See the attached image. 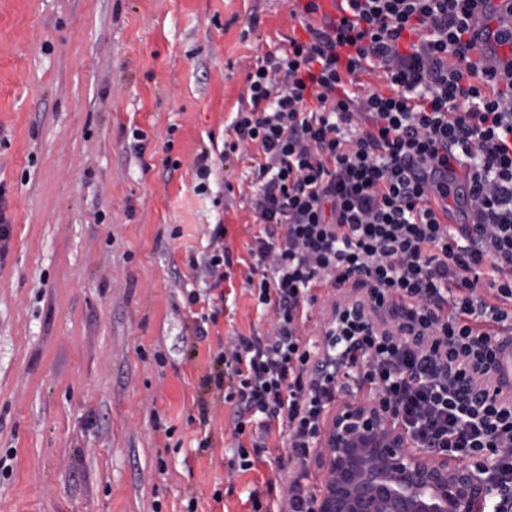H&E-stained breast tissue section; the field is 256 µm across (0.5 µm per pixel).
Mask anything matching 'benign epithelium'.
<instances>
[{
	"instance_id": "benign-epithelium-1",
	"label": "benign epithelium",
	"mask_w": 512,
	"mask_h": 512,
	"mask_svg": "<svg viewBox=\"0 0 512 512\" xmlns=\"http://www.w3.org/2000/svg\"><path fill=\"white\" fill-rule=\"evenodd\" d=\"M312 512H482V467L420 447L381 395L331 410Z\"/></svg>"
}]
</instances>
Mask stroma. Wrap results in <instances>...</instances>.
Wrapping results in <instances>:
<instances>
[{
    "mask_svg": "<svg viewBox=\"0 0 512 512\" xmlns=\"http://www.w3.org/2000/svg\"><path fill=\"white\" fill-rule=\"evenodd\" d=\"M292 7L0 0V512H251L278 479L228 477L232 407L205 377L219 342L268 327L242 263L249 163L222 151L245 62L305 35ZM219 225L240 258L221 283L189 266Z\"/></svg>",
    "mask_w": 512,
    "mask_h": 512,
    "instance_id": "1",
    "label": "stroma"
}]
</instances>
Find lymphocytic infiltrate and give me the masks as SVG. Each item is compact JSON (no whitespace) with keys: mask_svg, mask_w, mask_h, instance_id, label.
Listing matches in <instances>:
<instances>
[{"mask_svg":"<svg viewBox=\"0 0 512 512\" xmlns=\"http://www.w3.org/2000/svg\"><path fill=\"white\" fill-rule=\"evenodd\" d=\"M476 0H341L298 11L307 39L256 59L225 156L249 157L263 226L247 285L266 332L228 337L215 379L233 406L234 472L273 434L278 503L312 512L307 465L347 381L383 393L417 444L490 452L483 512H512V391L498 330L512 322V67L479 54ZM373 75L378 88L360 77ZM472 176L471 224H448V174ZM354 283L322 341L303 326L319 289Z\"/></svg>","mask_w":512,"mask_h":512,"instance_id":"1","label":"lymphocytic infiltrate"}]
</instances>
